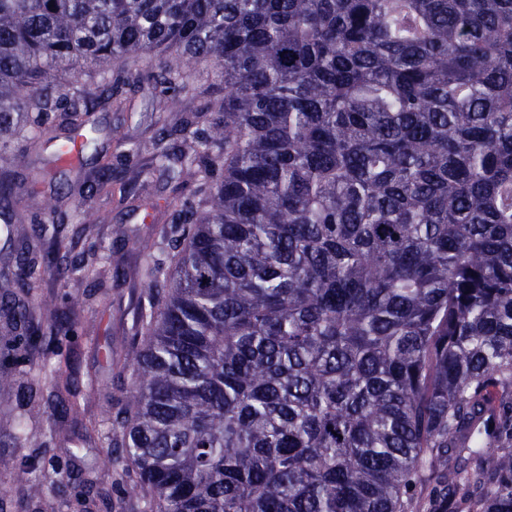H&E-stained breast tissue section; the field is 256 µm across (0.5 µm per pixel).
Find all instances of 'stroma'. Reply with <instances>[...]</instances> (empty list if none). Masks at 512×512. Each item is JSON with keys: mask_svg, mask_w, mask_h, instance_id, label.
I'll use <instances>...</instances> for the list:
<instances>
[{"mask_svg": "<svg viewBox=\"0 0 512 512\" xmlns=\"http://www.w3.org/2000/svg\"><path fill=\"white\" fill-rule=\"evenodd\" d=\"M131 98L128 111L96 113V142L75 164L57 170L54 147L46 142L33 154L30 170L18 179L19 198L37 206L55 196L58 180H67L73 191L63 204L70 210L79 201L80 184L95 175L103 158L117 156L127 190L94 198L85 211L86 225H65L64 249L42 252L63 265L91 238L103 240L112 251L106 272L108 290H100L76 273L64 283L48 279L34 292L35 304L56 310L59 322L78 320L77 334L62 337L59 349L52 351L41 337L15 336L0 317V352L8 345L18 347L16 358L0 355V372L17 378L11 390H0V512H106L97 496L81 505L75 501L83 478L90 473L100 478L112 499L124 500L125 512H141L115 482L110 448L101 443L87 446L78 438L84 428L111 425L131 384L129 376L119 375L115 363L127 358L139 338L140 315L151 301L143 261L134 244L157 238L173 213L169 206L173 183L157 175L148 189H140L134 180L146 158L122 156L117 145L116 133L148 137L154 132L151 116L160 93L135 85ZM57 428L75 432L76 440L65 443L52 438ZM16 434L29 437L30 446L15 447L12 437ZM22 469L43 482L42 495H31L27 485L18 481Z\"/></svg>", "mask_w": 512, "mask_h": 512, "instance_id": "35a3bbf8", "label": "stroma"}]
</instances>
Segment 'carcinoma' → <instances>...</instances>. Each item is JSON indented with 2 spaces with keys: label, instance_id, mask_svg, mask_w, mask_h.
Here are the masks:
<instances>
[{
  "label": "carcinoma",
  "instance_id": "obj_1",
  "mask_svg": "<svg viewBox=\"0 0 512 512\" xmlns=\"http://www.w3.org/2000/svg\"><path fill=\"white\" fill-rule=\"evenodd\" d=\"M176 182L105 434L144 512H512V0H0V206L131 78ZM192 84L198 92L182 97ZM112 162L80 186L112 193ZM70 216L41 206L59 244ZM27 243L0 301L63 269ZM111 512L124 510L86 476Z\"/></svg>",
  "mask_w": 512,
  "mask_h": 512
}]
</instances>
